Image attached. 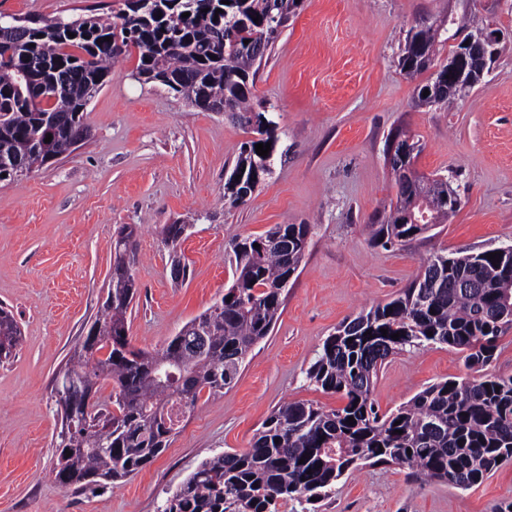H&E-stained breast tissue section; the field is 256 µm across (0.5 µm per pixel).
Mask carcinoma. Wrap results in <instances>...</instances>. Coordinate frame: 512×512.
Listing matches in <instances>:
<instances>
[{
	"instance_id": "obj_1",
	"label": "carcinoma",
	"mask_w": 512,
	"mask_h": 512,
	"mask_svg": "<svg viewBox=\"0 0 512 512\" xmlns=\"http://www.w3.org/2000/svg\"><path fill=\"white\" fill-rule=\"evenodd\" d=\"M294 6L295 0H155L152 11L138 16L121 10L111 18L41 23L20 49L0 42V153L15 156L25 174L70 152L69 136L50 132L51 118L64 127L85 126L84 108L106 83L118 57L113 46L120 43L125 53L138 51L137 75L162 82L201 111L225 108L259 135L242 146L233 168L258 184L271 173V156L258 155L255 145L274 147L276 139L265 113H256L252 123L254 51L260 44L271 50L280 32L269 20L290 17ZM185 12L190 16L182 17ZM471 33L450 12L438 27L406 38L398 65L410 77L421 74L434 66L436 43ZM482 80L478 72L456 80L444 67L417 87V102L436 105L440 93L455 100ZM40 88L51 90L55 100L30 103L31 91ZM395 182L396 205L374 233L383 247L413 239L457 211L445 201L455 189L443 175L412 170ZM310 233L309 224H277L263 237L231 241L235 279L224 293L230 298L224 309H207L161 349L148 351L127 340V310L137 284L128 274L126 238L135 237V228L122 227L112 242L107 298L92 324L99 343L93 351L76 349L54 384L59 406L69 393H95L100 381L112 380V395L97 401L104 419L86 422L77 405L71 425L57 435L54 472L62 486L95 490L141 470L167 448L174 431V423L158 421L156 412L166 413L169 405L190 410L202 391L215 394L236 380L248 352L277 319ZM421 272L424 279L342 323L323 342L307 376L341 394L342 407H279L250 447L201 462L167 498L163 512H278L288 500L329 497L337 480L364 465H397L469 490L512 460V376L484 373L498 338L512 327V301L503 298L512 292V254L495 265L479 252L437 254ZM394 333L399 339L391 338ZM20 335L12 312L0 306V360L13 354ZM435 344L457 350L472 377L434 383L396 411L379 413L372 386L387 359ZM105 348V357H95Z\"/></svg>"
}]
</instances>
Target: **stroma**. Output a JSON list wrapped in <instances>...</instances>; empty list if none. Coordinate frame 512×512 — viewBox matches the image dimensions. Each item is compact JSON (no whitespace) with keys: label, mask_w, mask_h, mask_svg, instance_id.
Returning a JSON list of instances; mask_svg holds the SVG:
<instances>
[{"label":"stroma","mask_w":512,"mask_h":512,"mask_svg":"<svg viewBox=\"0 0 512 512\" xmlns=\"http://www.w3.org/2000/svg\"><path fill=\"white\" fill-rule=\"evenodd\" d=\"M122 0H0V14L70 22L119 10ZM458 0H301L255 76L254 110L278 138L265 176L243 204L224 181L252 129L203 112L157 82L135 78L137 52L120 56L89 100V136L53 164L0 181V305L20 343L0 362V512H162L201 463L249 447L281 405L323 410L343 398L307 372L344 320L396 297L440 253L512 243V0H469L475 26L501 34L498 56L466 97L417 105L398 56L408 31L436 24ZM414 135L422 174L451 175L461 204L447 223L393 247L372 236L396 201L385 159L393 130ZM137 227L138 293L127 313L135 347L158 349L233 281L228 244L277 224H308L305 256L269 336L235 383L202 393L168 448L134 475L90 492L63 487L53 468L60 427L53 381L101 309L112 241ZM185 224L187 275L174 279L162 229ZM466 375L459 354L430 345L392 356L373 399L393 412L432 383ZM317 512H512V461L480 486L418 482L407 469L363 467L340 478Z\"/></svg>","instance_id":"1"}]
</instances>
